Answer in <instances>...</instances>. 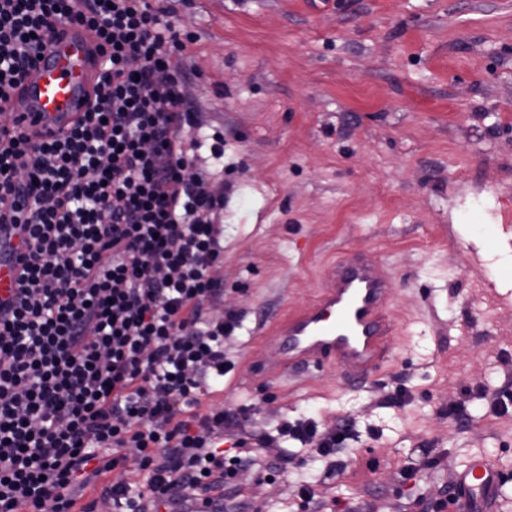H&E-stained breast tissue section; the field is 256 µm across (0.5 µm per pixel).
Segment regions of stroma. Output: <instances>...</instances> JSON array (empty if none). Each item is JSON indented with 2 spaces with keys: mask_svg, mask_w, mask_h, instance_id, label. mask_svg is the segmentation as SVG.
Wrapping results in <instances>:
<instances>
[{
  "mask_svg": "<svg viewBox=\"0 0 512 512\" xmlns=\"http://www.w3.org/2000/svg\"><path fill=\"white\" fill-rule=\"evenodd\" d=\"M203 132L224 136V382L204 404L349 426L333 461H279L245 512H287L298 476L341 499L431 512L451 470L483 454L512 473V305L477 256H512V0H169ZM376 256L395 284V356L364 385L273 381L246 351L312 300L342 256ZM474 398L457 413L462 390ZM403 403H395L396 394Z\"/></svg>",
  "mask_w": 512,
  "mask_h": 512,
  "instance_id": "stroma-1",
  "label": "stroma"
}]
</instances>
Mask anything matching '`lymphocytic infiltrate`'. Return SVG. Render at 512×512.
I'll list each match as a JSON object with an SVG mask.
<instances>
[{"label": "lymphocytic infiltrate", "mask_w": 512, "mask_h": 512, "mask_svg": "<svg viewBox=\"0 0 512 512\" xmlns=\"http://www.w3.org/2000/svg\"><path fill=\"white\" fill-rule=\"evenodd\" d=\"M69 23L99 42L92 107L52 141L0 121V224L20 267L0 302V512H96L82 499L96 485L114 512H224L225 487L271 468L282 439L326 459L349 434L284 420L247 462L225 459V436L251 433L202 405L241 316L209 315L224 199L200 162L223 159L224 137L192 132L173 59L193 36L160 0H0V103Z\"/></svg>", "instance_id": "obj_1"}]
</instances>
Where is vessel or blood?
I'll list each match as a JSON object with an SVG mask.
<instances>
[{
  "instance_id": "1",
  "label": "vessel or blood",
  "mask_w": 512,
  "mask_h": 512,
  "mask_svg": "<svg viewBox=\"0 0 512 512\" xmlns=\"http://www.w3.org/2000/svg\"><path fill=\"white\" fill-rule=\"evenodd\" d=\"M98 45L82 26H60L41 57L6 103L8 112L40 113L51 133L66 132L87 111L99 76ZM19 286V268L0 253V297ZM393 288L377 260L334 262L317 298L279 320L257 354L272 377L333 369L343 381L362 384L387 367L396 329L387 316ZM512 488V478L487 456L456 470L448 494L457 512H492Z\"/></svg>"
}]
</instances>
